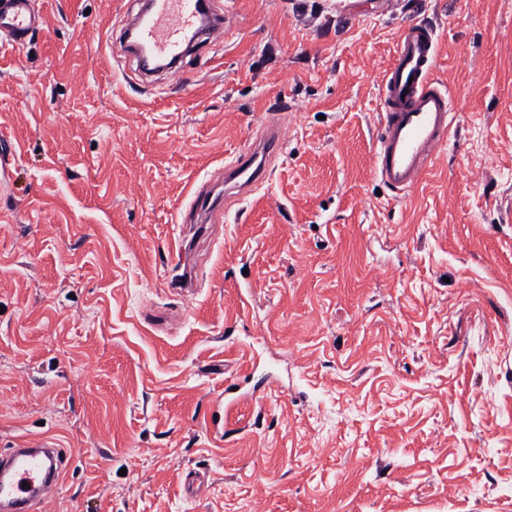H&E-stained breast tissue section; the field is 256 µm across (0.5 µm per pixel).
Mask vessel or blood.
Instances as JSON below:
<instances>
[{"label": "vessel or blood", "instance_id": "obj_1", "mask_svg": "<svg viewBox=\"0 0 512 512\" xmlns=\"http://www.w3.org/2000/svg\"><path fill=\"white\" fill-rule=\"evenodd\" d=\"M46 22L31 0H0V42L22 44ZM134 43L158 60H180L191 48L222 43L227 33L222 14L206 18L199 0H146L131 22ZM437 40L426 23L409 25L395 45L393 63L380 79L382 121L373 156L375 177L397 196H406L422 180L446 147L452 123V98L433 76ZM287 139L285 125L265 123L255 150L224 161L225 197H242L267 173ZM205 211L211 222L224 214L221 201L194 196L186 213ZM63 461L56 448H7L0 452V512H31L59 486Z\"/></svg>", "mask_w": 512, "mask_h": 512}]
</instances>
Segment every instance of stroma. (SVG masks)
I'll list each match as a JSON object with an SVG mask.
<instances>
[{
	"label": "stroma",
	"mask_w": 512,
	"mask_h": 512,
	"mask_svg": "<svg viewBox=\"0 0 512 512\" xmlns=\"http://www.w3.org/2000/svg\"><path fill=\"white\" fill-rule=\"evenodd\" d=\"M217 2L181 90L125 49L138 0H33L0 44V448L69 460L33 512H512V0ZM422 19L455 104L402 199L379 78ZM280 112L268 180L196 236ZM46 24V18L34 11L31 0L0 1V42L20 45L29 32ZM193 197L194 198H193L192 202L190 203L189 208L187 209V213H186V217H185L186 221H187V219H189V220L194 219L199 211H205V210L208 211V213L210 215L209 221H207L205 224H207L208 222L216 223V222H219L223 218L224 211H223V206H222L221 201H218V200L211 201V200H208L207 197H201V191L196 192L193 195Z\"/></svg>",
	"instance_id": "35a3bbf8"
}]
</instances>
